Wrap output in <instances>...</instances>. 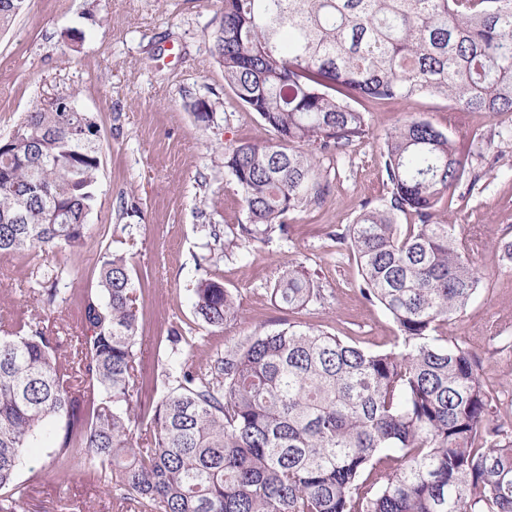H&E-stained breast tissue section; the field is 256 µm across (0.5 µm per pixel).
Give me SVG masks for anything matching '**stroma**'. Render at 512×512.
Here are the masks:
<instances>
[{
    "mask_svg": "<svg viewBox=\"0 0 512 512\" xmlns=\"http://www.w3.org/2000/svg\"><path fill=\"white\" fill-rule=\"evenodd\" d=\"M86 0H26L13 25L0 32V138H8L41 96L73 97L99 126L102 167L90 235L79 248L31 251L0 257V329L12 320L42 317L31 285L48 267L68 286L56 315L61 351H73L82 295L98 287L107 256H126L140 296L143 341L137 358L147 379L140 396L149 411L175 387L178 374L166 341L181 325L196 339L194 364L223 355L246 337L273 330L279 319L326 330L371 350L391 347L396 334L382 307L357 288L354 257L334 237L363 205L388 193L381 145L385 132L406 115L425 119L461 142L474 183L465 198L440 218L462 233L478 231L470 260L482 286L466 311L448 326L478 356L482 375L501 401L512 430V260L497 246L512 241V114L467 112L448 122L438 96L407 102L357 99L366 112L368 138L348 144L329 167L330 192L318 206L288 217L287 235L272 234L249 259L226 253L213 230L247 221L239 188L224 167V151L244 141L270 139L256 114L245 111L224 85L214 57L219 0H101L95 20L83 16ZM83 32L71 51L66 31ZM217 95L224 101L210 121H199L192 103ZM293 260L319 282L323 302L283 315L268 286L279 263ZM215 277L240 304V321L213 331L195 316L192 290ZM47 447L29 449L17 472L28 496L24 512H122L115 493L95 469L60 475Z\"/></svg>",
    "mask_w": 512,
    "mask_h": 512,
    "instance_id": "obj_1",
    "label": "stroma"
}]
</instances>
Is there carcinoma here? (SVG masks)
Masks as SVG:
<instances>
[{
	"label": "carcinoma",
	"mask_w": 512,
	"mask_h": 512,
	"mask_svg": "<svg viewBox=\"0 0 512 512\" xmlns=\"http://www.w3.org/2000/svg\"><path fill=\"white\" fill-rule=\"evenodd\" d=\"M25 0H0V31ZM216 62L241 106L274 137L224 151L248 223L214 232L246 258L287 218L329 191L318 159L369 135L350 104L442 96L454 112H512V0H221ZM94 119L44 98L0 142V254L78 248L97 203L101 148L76 132ZM389 197L365 206L336 240L359 292L380 304L402 349L370 351L324 330L281 327L204 366L184 359L177 385L136 432L139 303L127 259L103 261L80 300L72 362L44 321L0 336V512H20L25 449L58 425L53 458L108 469L127 512H512V436L476 354L447 336L481 279L471 240L438 221L467 174L456 141L409 119L385 133ZM414 224H400L398 215ZM46 269L33 300L58 308L68 289ZM271 299L298 312L323 299L294 261ZM194 311L222 330L241 317L218 280L194 288ZM171 352L192 351L182 328Z\"/></svg>",
	"instance_id": "cac0c4a2"
}]
</instances>
